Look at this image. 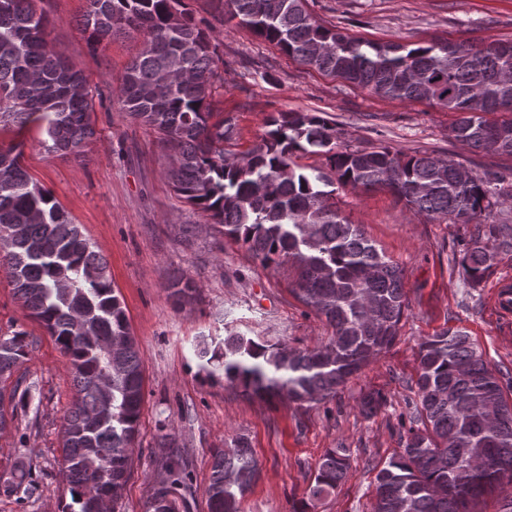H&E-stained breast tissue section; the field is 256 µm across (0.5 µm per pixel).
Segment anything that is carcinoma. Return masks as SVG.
I'll use <instances>...</instances> for the list:
<instances>
[{"label":"carcinoma","mask_w":512,"mask_h":512,"mask_svg":"<svg viewBox=\"0 0 512 512\" xmlns=\"http://www.w3.org/2000/svg\"><path fill=\"white\" fill-rule=\"evenodd\" d=\"M0 0V124L34 125L49 152L80 156L97 135L94 93L83 72L49 40L50 21L38 3ZM223 24L248 30L298 63L370 93L428 101L455 114L451 138L474 150L512 157V40L478 48L432 41L415 47L360 41L326 26L309 0H212ZM90 49L133 33L142 46L120 83L122 107L173 153L166 175L176 196L199 209L224 238L262 265L293 264V292L332 329L329 342L297 351L238 335L224 347L198 351L243 394L271 403H315L369 365L395 342L408 309L402 268L347 221L336 188L386 189L432 221L475 224L458 261L477 288L496 263L512 260V176L482 174L426 152L388 146H342L336 123L304 112L269 116L266 130L239 154L233 119L213 111L224 63L211 26L183 0H87L76 20ZM300 153H321L329 171H303ZM17 145L0 147V267L14 295L54 339L74 371V401L61 429L62 465L76 512L101 497L117 501L133 467L143 405V362L126 312L112 286L109 263L22 164ZM170 297L194 299L184 276ZM123 341L109 358L105 343ZM27 333L0 336V381L13 378L32 350ZM418 402L402 448L375 476L373 512H482L486 495L512 485V395L466 331L443 328L417 351ZM382 397L362 396L367 417ZM100 458L112 481L88 473ZM206 489L209 512H239L257 474L249 444L215 448ZM350 467L346 448H329L307 490L306 505L330 495ZM170 484L153 497V512H173L169 485L186 478L179 462L165 464Z\"/></svg>","instance_id":"obj_1"}]
</instances>
